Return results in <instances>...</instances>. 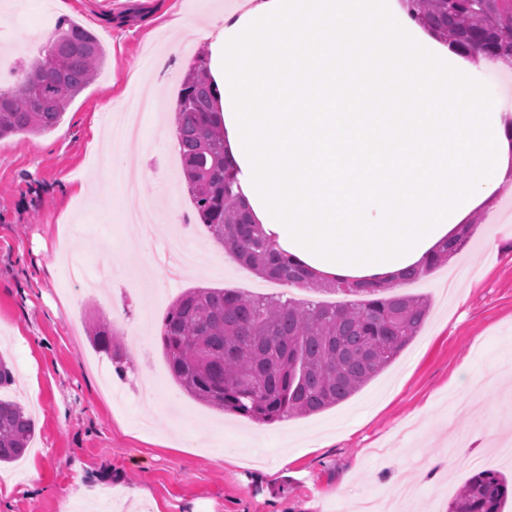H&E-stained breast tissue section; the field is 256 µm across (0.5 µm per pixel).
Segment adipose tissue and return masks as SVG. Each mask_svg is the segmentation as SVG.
<instances>
[{"label":"adipose tissue","mask_w":512,"mask_h":512,"mask_svg":"<svg viewBox=\"0 0 512 512\" xmlns=\"http://www.w3.org/2000/svg\"><path fill=\"white\" fill-rule=\"evenodd\" d=\"M203 37L240 197L314 280L391 287L512 194V61L405 0H262Z\"/></svg>","instance_id":"adipose-tissue-1"}]
</instances>
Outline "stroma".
Here are the masks:
<instances>
[{
	"mask_svg": "<svg viewBox=\"0 0 512 512\" xmlns=\"http://www.w3.org/2000/svg\"><path fill=\"white\" fill-rule=\"evenodd\" d=\"M0 0V70L37 55L60 19L93 32L107 60L50 133L0 139V345L8 348L15 395L35 421L21 460L0 466V512H351L359 497L407 488L416 512H448L471 477L444 466L448 428L471 436L470 457L512 441V196L473 219L455 266L440 265L398 292L423 296L430 314L397 360L350 399L309 417L261 424L212 409L172 379L152 317L185 289L234 288L254 295L262 280L193 222L191 196L163 127L180 78L204 47L209 17L234 0ZM180 29H172L173 20ZM161 99L129 149L144 177L135 195L108 180L113 151L94 143L93 124L119 119L138 95ZM100 180L91 203L69 181ZM151 205L177 210L179 228L203 268L131 287L126 271L165 249L161 236H125L122 216ZM496 249H489V242ZM109 269L100 290L79 281ZM113 325L135 371L102 381L105 356L93 322ZM494 367L490 390L445 417L460 399V375ZM327 432L329 446L314 447ZM294 460L279 468L280 457ZM112 486L105 498L101 489Z\"/></svg>",
	"mask_w": 512,
	"mask_h": 512,
	"instance_id": "1",
	"label": "stroma"
}]
</instances>
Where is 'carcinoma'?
Returning a JSON list of instances; mask_svg holds the SVG:
<instances>
[{"instance_id": "carcinoma-1", "label": "carcinoma", "mask_w": 512, "mask_h": 512, "mask_svg": "<svg viewBox=\"0 0 512 512\" xmlns=\"http://www.w3.org/2000/svg\"><path fill=\"white\" fill-rule=\"evenodd\" d=\"M410 2L416 18L461 51L495 56L512 47V9L502 0H487V15L471 11L468 0ZM105 61L91 32L60 23L37 56L21 61L14 82H0V139L55 129ZM175 109L183 174L197 219L237 261L264 278L305 284L310 272L270 246L232 191L207 53L194 57ZM320 290L360 300L304 306L229 288L187 289L160 327L172 377L199 402L260 423L311 415L348 399L391 364L417 336L428 312L421 298L376 296L356 284ZM92 342L124 373L127 357L108 323L92 326ZM15 384L12 365L0 356V392ZM34 432L21 404L0 396V465L19 459ZM507 496L501 474L482 470L461 487L448 512H501Z\"/></svg>"}]
</instances>
